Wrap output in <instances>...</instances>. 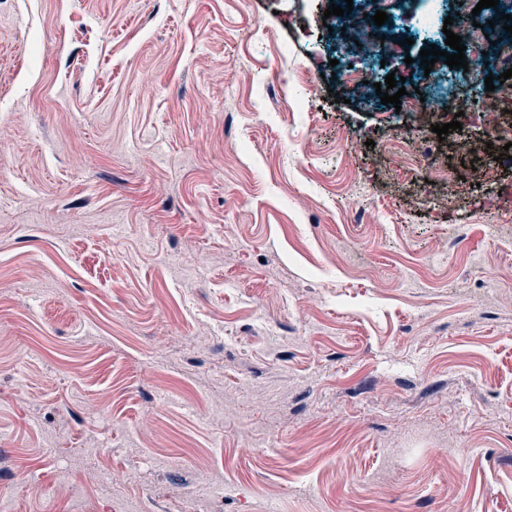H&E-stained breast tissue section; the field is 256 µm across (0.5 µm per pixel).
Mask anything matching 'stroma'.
<instances>
[{"mask_svg":"<svg viewBox=\"0 0 512 512\" xmlns=\"http://www.w3.org/2000/svg\"><path fill=\"white\" fill-rule=\"evenodd\" d=\"M342 2L0 0V512H512V159Z\"/></svg>","mask_w":512,"mask_h":512,"instance_id":"stroma-1","label":"stroma"}]
</instances>
